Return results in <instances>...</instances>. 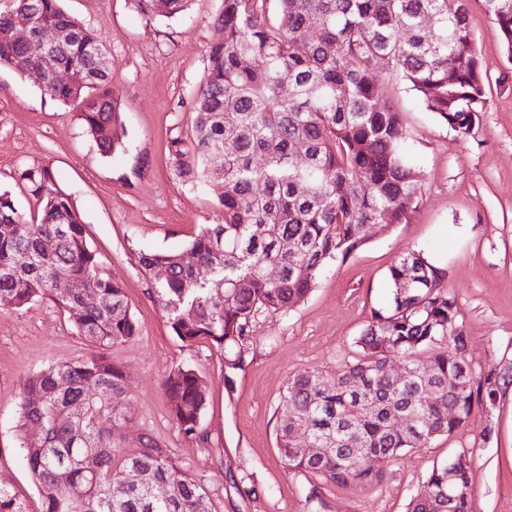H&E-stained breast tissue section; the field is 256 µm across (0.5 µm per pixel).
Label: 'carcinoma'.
Segmentation results:
<instances>
[{
  "label": "carcinoma",
  "mask_w": 512,
  "mask_h": 512,
  "mask_svg": "<svg viewBox=\"0 0 512 512\" xmlns=\"http://www.w3.org/2000/svg\"><path fill=\"white\" fill-rule=\"evenodd\" d=\"M61 0H10L0 12V66L23 75L44 70L42 95L78 108L99 151L124 147L126 132L109 87L105 49ZM468 0H221L222 41L209 47V65L195 99L196 136L174 140L170 152L183 182L204 187L219 178V224H205L175 253L140 251L135 261L163 307L173 333L189 345L206 340L224 352V382L242 369L241 347L255 315L294 307L311 293L332 261L366 242L365 226L386 212L407 224L423 175L407 150L400 112L381 96L382 76L404 80L418 103L461 141L474 137L490 85L470 30ZM189 0H135L146 16L174 17ZM512 59V0H484ZM32 11L38 28L67 32L44 66L41 42H16L11 19ZM435 17L433 29L420 26ZM388 60L385 73L378 68ZM65 74L61 80L58 75ZM290 92L283 94V81ZM364 149H358V145ZM224 150L220 172L208 162ZM257 156L264 165H253ZM38 203L28 220L0 193V312L50 298L95 347L26 376L17 427L42 435L22 446L42 512H211L207 490L155 439L136 451L122 434L129 391L111 347L134 339L138 325L122 286L101 268L83 217L46 167L20 173ZM280 270L277 280L266 268ZM163 267L165 278L154 271ZM410 278L408 288L398 287ZM393 292L374 310L355 341V356L336 373L306 370L288 379L277 428L286 468L320 484L361 488L383 481L404 452L464 429L472 410L494 407L502 375L475 373L464 358L466 336L443 272L422 252L392 266ZM95 301H87L88 295ZM405 359L407 375L387 371ZM359 377L351 392L347 380ZM171 418L193 439L206 408V386L179 367L163 380ZM82 407L73 417L70 408ZM305 428L323 449L308 457L292 434ZM132 471L146 481L132 484ZM162 485L158 498L153 487ZM448 466L432 468L409 512H471V497L448 501ZM0 512H27L0 481Z\"/></svg>",
  "instance_id": "obj_1"
}]
</instances>
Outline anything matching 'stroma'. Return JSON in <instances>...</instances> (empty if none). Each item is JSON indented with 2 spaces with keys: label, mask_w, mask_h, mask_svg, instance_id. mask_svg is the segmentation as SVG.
<instances>
[{
  "label": "stroma",
  "mask_w": 512,
  "mask_h": 512,
  "mask_svg": "<svg viewBox=\"0 0 512 512\" xmlns=\"http://www.w3.org/2000/svg\"><path fill=\"white\" fill-rule=\"evenodd\" d=\"M62 6L107 50L126 148L101 154L73 106L44 97L34 78L2 66L0 193L9 192L26 215L36 214L37 201L19 174L49 168L81 212L104 272L123 287L140 327L137 337L110 350L130 395L128 442L149 435L169 448L182 469L203 479L211 512H407L432 467L464 451L471 458L472 512H512V59L482 0L469 6L490 81L475 138L460 143L404 82H383L423 174L416 213L383 232L366 227L365 245L330 265L304 302L258 313L241 349L243 367L229 386L223 354L207 341L188 345L172 333L133 260L138 251L183 249L202 225L222 220L219 187L185 184L169 155L170 141L194 136V98L208 49L223 36L215 22L220 0H190L172 18L145 17L134 0H63ZM413 250L443 267L474 370L502 374L496 404L474 411L466 431L407 452L378 485H325L320 498L309 497L308 478L288 471L276 444L286 383L305 369L335 373L351 357L372 310L389 304L390 268ZM90 350L51 300L0 312V480L12 484L27 512H40L42 504L18 455L35 438L34 428L17 427L22 380ZM181 365L207 388L203 442L184 437L169 414L162 381Z\"/></svg>",
  "instance_id": "stroma-1"
}]
</instances>
